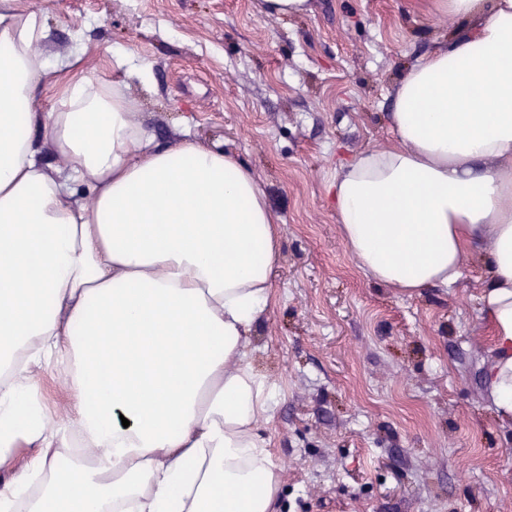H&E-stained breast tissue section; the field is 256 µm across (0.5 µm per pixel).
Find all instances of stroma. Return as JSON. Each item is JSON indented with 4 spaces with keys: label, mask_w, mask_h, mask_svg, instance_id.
<instances>
[{
    "label": "stroma",
    "mask_w": 512,
    "mask_h": 512,
    "mask_svg": "<svg viewBox=\"0 0 512 512\" xmlns=\"http://www.w3.org/2000/svg\"><path fill=\"white\" fill-rule=\"evenodd\" d=\"M46 48L82 37V64L138 99L158 141L181 128L262 179L280 219L277 303L254 366L280 395L261 433L281 468L279 512H512V422L485 378V269L409 295L351 258L327 191L337 169L390 145L392 91L451 25L429 0H314L264 18L254 0H14ZM121 47L150 83L106 68Z\"/></svg>",
    "instance_id": "stroma-1"
}]
</instances>
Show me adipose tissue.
I'll use <instances>...</instances> for the list:
<instances>
[{"label": "adipose tissue", "instance_id": "adipose-tissue-1", "mask_svg": "<svg viewBox=\"0 0 512 512\" xmlns=\"http://www.w3.org/2000/svg\"><path fill=\"white\" fill-rule=\"evenodd\" d=\"M432 13L456 27L398 79L395 145L330 188L351 256L398 292L452 286L480 251L487 378L512 420V0ZM47 37L0 0V512H277L258 426L279 391L251 341L281 258L263 183L202 141L158 143L123 83Z\"/></svg>", "mask_w": 512, "mask_h": 512}]
</instances>
